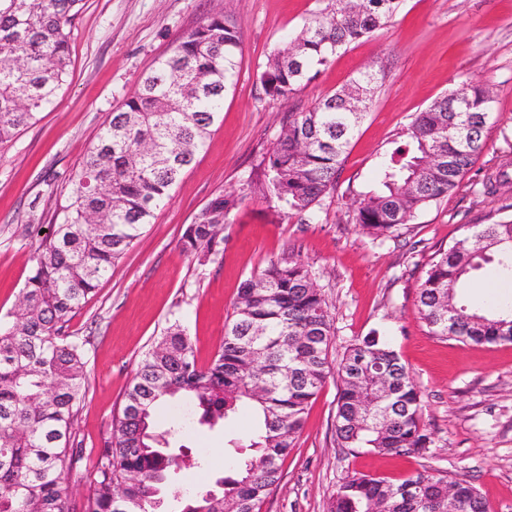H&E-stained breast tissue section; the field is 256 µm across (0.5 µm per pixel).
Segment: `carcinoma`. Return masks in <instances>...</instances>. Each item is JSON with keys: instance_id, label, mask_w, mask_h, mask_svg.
<instances>
[{"instance_id": "cac0c4a2", "label": "carcinoma", "mask_w": 512, "mask_h": 512, "mask_svg": "<svg viewBox=\"0 0 512 512\" xmlns=\"http://www.w3.org/2000/svg\"><path fill=\"white\" fill-rule=\"evenodd\" d=\"M325 6L267 57L260 73L268 99L286 103L351 44L372 36L403 0H323ZM82 0H0V147L39 121L64 85L72 18ZM240 31L210 16L158 61L112 113L70 179L72 190L52 233L39 240L19 294L16 320L0 323V512H71L65 476L83 461L69 447L85 390L83 344L68 332L72 316L169 197L218 122L238 67ZM377 84L364 72L304 112H288L278 137L239 192L213 197L187 225L182 251L205 266L223 251L224 224L249 194L275 203L276 214L315 224L336 189L351 138ZM494 94L463 82L414 115L399 144L378 156V181L356 196L352 221L375 240L457 189L486 145ZM497 262L512 273V218L469 224L425 271L417 312L431 334L463 344L512 343V304L474 307L465 290L475 272ZM335 336L328 303L308 264L269 261L246 279L224 340L198 365L185 329L175 323L144 355L129 382L110 437L96 452L94 482L82 512H155L179 458L155 431L158 408L184 397L199 424L253 418L230 440L236 456L217 489L184 498L181 512H259L282 477L308 407L331 373ZM339 447L379 454H425L433 444L419 391L391 343L376 331L352 339L336 362ZM491 512L478 490L428 470L398 483L355 472L327 512Z\"/></svg>"}]
</instances>
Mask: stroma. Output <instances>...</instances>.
I'll use <instances>...</instances> for the list:
<instances>
[{"mask_svg":"<svg viewBox=\"0 0 512 512\" xmlns=\"http://www.w3.org/2000/svg\"><path fill=\"white\" fill-rule=\"evenodd\" d=\"M320 7L319 0H83L70 25L65 85L38 123L0 149V319H15L34 250L106 119L189 31L224 15L240 31L241 51L220 120L165 205L69 323L84 344L87 375L75 440L94 457L143 356L168 325L180 323L199 364L208 363L241 282L291 253L312 267L330 305L336 327L330 360H339L353 338L387 334L420 391L434 443L423 455L338 447L337 380L328 377L260 512H325L351 473L398 482L423 470L469 482L492 512H512V343L440 339L416 310L430 263L466 225L501 210L512 216V187L492 195L483 187L487 174L512 165V0H404L383 29L302 82L288 103L264 98L259 75L268 55ZM369 68L382 78L338 185L322 202L320 223L278 219L252 195L225 224L216 262L201 266L182 251L187 225L214 196L241 188L276 140L285 112L308 110ZM465 81L495 93L482 155L459 188L396 237L360 234L351 220V189L372 184L377 152L391 147L416 112ZM192 411L176 400L158 413L159 430L171 432L169 453L201 461L172 471L171 487L183 494L214 486L230 453L223 426L194 424Z\"/></svg>","mask_w":512,"mask_h":512,"instance_id":"35a3bbf8","label":"stroma"}]
</instances>
